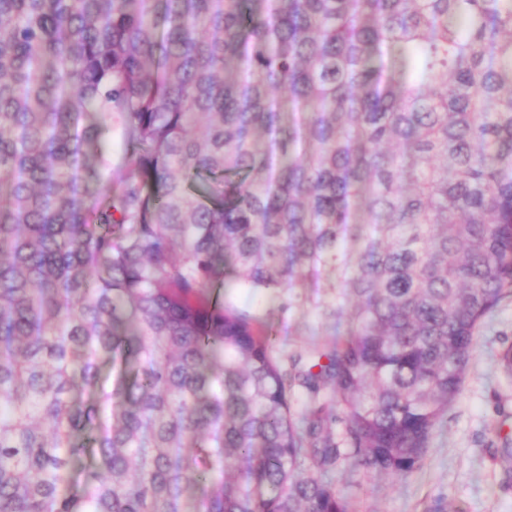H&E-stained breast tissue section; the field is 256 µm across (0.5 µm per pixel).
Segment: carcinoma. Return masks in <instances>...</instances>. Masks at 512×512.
I'll use <instances>...</instances> for the list:
<instances>
[{
    "instance_id": "1",
    "label": "carcinoma",
    "mask_w": 512,
    "mask_h": 512,
    "mask_svg": "<svg viewBox=\"0 0 512 512\" xmlns=\"http://www.w3.org/2000/svg\"><path fill=\"white\" fill-rule=\"evenodd\" d=\"M507 298L512 0H0V512H349ZM104 153L114 169L123 167L127 162L122 132L117 125L112 132V139L105 145ZM225 303L237 312L247 314L255 320L259 329L270 334L274 355L286 368L289 357L305 353L314 347L327 348L336 342V332L343 333L347 319L343 318L336 329V323L316 312L301 313L288 310V290L280 295L262 290L236 287L230 288L224 296Z\"/></svg>"
}]
</instances>
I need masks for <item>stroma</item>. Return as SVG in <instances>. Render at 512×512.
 <instances>
[{
    "label": "stroma",
    "mask_w": 512,
    "mask_h": 512,
    "mask_svg": "<svg viewBox=\"0 0 512 512\" xmlns=\"http://www.w3.org/2000/svg\"><path fill=\"white\" fill-rule=\"evenodd\" d=\"M224 300L270 334L281 361L336 340L335 321L290 309L287 294L236 287ZM510 347L512 299L484 319L461 392L418 468L402 478L337 468L336 487L350 512H512V378L498 362Z\"/></svg>",
    "instance_id": "obj_1"
}]
</instances>
